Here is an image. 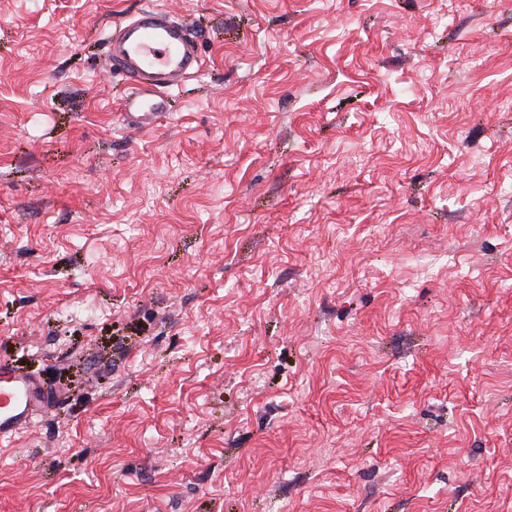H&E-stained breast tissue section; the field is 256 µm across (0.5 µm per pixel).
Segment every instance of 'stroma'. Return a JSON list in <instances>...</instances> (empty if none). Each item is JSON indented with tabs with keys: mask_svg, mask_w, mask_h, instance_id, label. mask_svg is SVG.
<instances>
[{
	"mask_svg": "<svg viewBox=\"0 0 512 512\" xmlns=\"http://www.w3.org/2000/svg\"><path fill=\"white\" fill-rule=\"evenodd\" d=\"M0 362V512H512V0H0ZM107 40V72L131 91L120 117L130 130L154 126L170 112V91L203 67L199 36L168 12L145 7L115 22ZM50 406L41 377L0 365V443L31 429Z\"/></svg>",
	"mask_w": 512,
	"mask_h": 512,
	"instance_id": "1",
	"label": "stroma"
}]
</instances>
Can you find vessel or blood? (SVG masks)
Returning <instances> with one entry per match:
<instances>
[{
    "label": "vessel or blood",
    "mask_w": 512,
    "mask_h": 512,
    "mask_svg": "<svg viewBox=\"0 0 512 512\" xmlns=\"http://www.w3.org/2000/svg\"><path fill=\"white\" fill-rule=\"evenodd\" d=\"M106 40L108 71L121 74L130 87L120 117L132 130L166 118L171 90L198 74L204 63L198 35L154 7L115 22ZM50 406L41 377L0 365V441L31 429Z\"/></svg>",
    "instance_id": "b4317fda"
}]
</instances>
